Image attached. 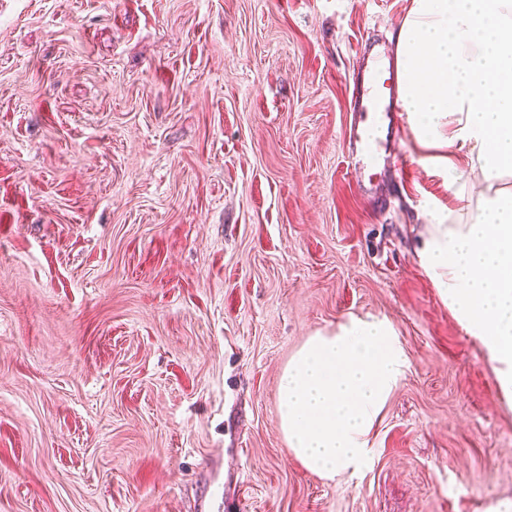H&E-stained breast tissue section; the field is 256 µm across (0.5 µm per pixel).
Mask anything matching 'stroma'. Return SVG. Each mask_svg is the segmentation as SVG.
Listing matches in <instances>:
<instances>
[{"label":"stroma","mask_w":512,"mask_h":512,"mask_svg":"<svg viewBox=\"0 0 512 512\" xmlns=\"http://www.w3.org/2000/svg\"><path fill=\"white\" fill-rule=\"evenodd\" d=\"M411 0H0V512H512V406L416 251L448 175L350 163ZM387 318L369 466L292 454L280 376Z\"/></svg>","instance_id":"stroma-1"}]
</instances>
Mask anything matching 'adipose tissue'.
I'll use <instances>...</instances> for the list:
<instances>
[{
	"label": "adipose tissue",
	"mask_w": 512,
	"mask_h": 512,
	"mask_svg": "<svg viewBox=\"0 0 512 512\" xmlns=\"http://www.w3.org/2000/svg\"><path fill=\"white\" fill-rule=\"evenodd\" d=\"M396 78L417 142L441 151L455 204L431 211L418 262L512 398V0H412ZM466 154L476 181L458 182ZM411 368L385 318L350 316L292 356L279 384L294 456L329 479L371 459V436Z\"/></svg>",
	"instance_id": "adipose-tissue-1"
}]
</instances>
